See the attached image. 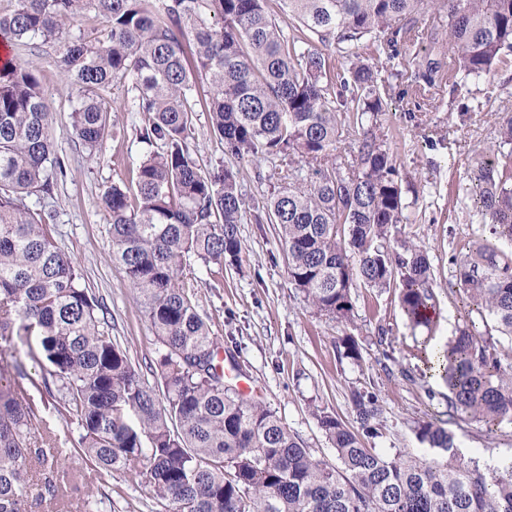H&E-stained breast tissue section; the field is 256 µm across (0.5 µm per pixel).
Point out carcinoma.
Here are the masks:
<instances>
[{"instance_id":"obj_1","label":"carcinoma","mask_w":512,"mask_h":512,"mask_svg":"<svg viewBox=\"0 0 512 512\" xmlns=\"http://www.w3.org/2000/svg\"><path fill=\"white\" fill-rule=\"evenodd\" d=\"M441 22L414 81L458 90L512 55V0H14L0 12V38L64 40L57 64L80 93L69 129L95 158L110 135L104 93L131 84L143 158L129 187L104 192L112 262L140 301L160 346L147 385L100 317L40 208L64 175L47 94L27 64L0 66V339L19 337L42 368L49 399L37 407L0 366V512H29L32 467L42 498L59 495L66 452L41 415L77 425L86 465L138 478L161 512H512V461L482 466L456 458L447 429L431 420L423 459L366 444L383 427L378 397L350 393L353 422L318 411L336 463L312 454L264 401L228 382L236 360L198 311L188 281L204 266L240 265V224H274L288 277L316 314L353 318L351 288H396L413 327L437 309L424 250L400 237L404 204L396 161L374 120L387 102L377 55L392 61L426 13ZM101 18L93 39L68 38L85 14ZM299 23L290 35L284 23ZM350 61L337 72L329 47ZM370 50L360 58V48ZM227 161L203 171L193 158L189 99L198 82ZM347 144L344 151L339 145ZM512 116L497 143L478 150L470 191L485 234L452 258L467 295L465 324L431 354L448 385V415L512 424V369L472 314L512 339ZM267 161L259 181L277 186L247 202L240 165ZM337 351L360 361L351 335ZM56 385L61 397L51 390Z\"/></svg>"}]
</instances>
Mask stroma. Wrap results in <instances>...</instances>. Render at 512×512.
<instances>
[{
    "mask_svg": "<svg viewBox=\"0 0 512 512\" xmlns=\"http://www.w3.org/2000/svg\"><path fill=\"white\" fill-rule=\"evenodd\" d=\"M431 18L419 24L420 36L401 49L402 58L384 63L377 88L388 103L377 128L393 153L399 171L406 221L403 236L427 252L434 274L440 316L435 326L412 327L395 289L356 284L351 290L352 323L315 315L303 293L288 279L286 263L272 224L240 226L243 260L238 266L213 268L195 285L197 302L227 352L241 366L261 400L269 403L288 430L318 458L334 461L335 451L315 414L325 410L349 418L353 388L377 394L385 427L369 445L380 453L398 450L432 457L418 441V422L436 417L455 437L459 454L491 466L512 459V425L489 427L466 418L447 417L444 382L430 376L417 357L424 343L453 338L465 316V296L456 284L453 255L471 245L482 224L466 189L475 150L497 138L499 122L512 114V66L465 81L456 97L437 89H420L412 80L415 52L429 44ZM15 63L31 64L48 93L52 128L65 173L45 199L55 216L58 243L84 274L83 283L108 310L113 336L142 370L148 384L156 379L148 367L158 346L136 294L112 263L108 215L101 195L113 180L127 177L142 154L136 139L140 115L128 111L132 94L118 87L107 94L115 111L116 133L89 158L69 134L70 114L78 93L56 66L58 44L12 43ZM190 151L202 170L224 159V144L209 128L203 104L193 114ZM388 329L378 337V326ZM351 334L360 345V361L339 357L336 342ZM78 480H62L63 496L43 501L33 495L30 512H156L155 499L129 474L84 469Z\"/></svg>",
    "mask_w": 512,
    "mask_h": 512,
    "instance_id": "stroma-1",
    "label": "stroma"
}]
</instances>
